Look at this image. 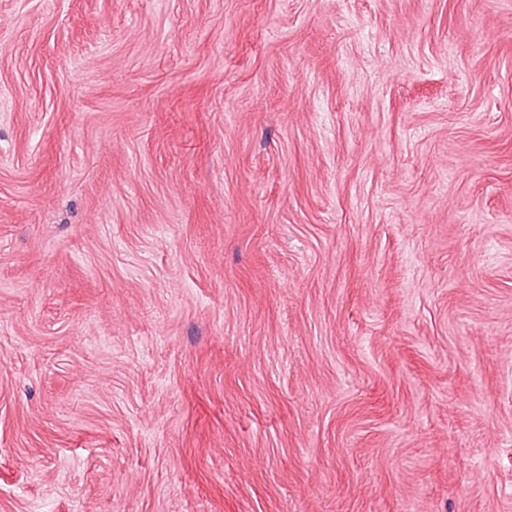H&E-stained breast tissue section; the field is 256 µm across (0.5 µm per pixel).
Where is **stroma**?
<instances>
[{"label":"stroma","mask_w":512,"mask_h":512,"mask_svg":"<svg viewBox=\"0 0 512 512\" xmlns=\"http://www.w3.org/2000/svg\"><path fill=\"white\" fill-rule=\"evenodd\" d=\"M0 512H512V0H0Z\"/></svg>","instance_id":"35a3bbf8"}]
</instances>
